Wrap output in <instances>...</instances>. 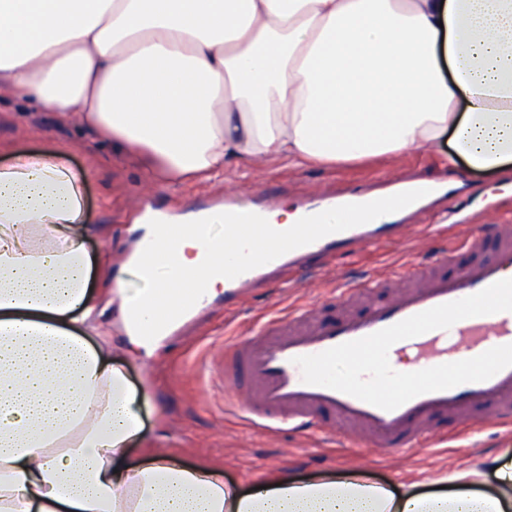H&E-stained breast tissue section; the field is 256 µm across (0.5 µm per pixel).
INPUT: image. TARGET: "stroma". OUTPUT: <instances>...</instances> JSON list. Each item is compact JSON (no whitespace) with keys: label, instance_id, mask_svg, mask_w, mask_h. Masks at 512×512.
<instances>
[{"label":"stroma","instance_id":"stroma-1","mask_svg":"<svg viewBox=\"0 0 512 512\" xmlns=\"http://www.w3.org/2000/svg\"><path fill=\"white\" fill-rule=\"evenodd\" d=\"M448 151L443 144L429 151L336 169H290L276 164L252 175L250 188L237 190L236 195L245 202L258 190L277 203L294 207L318 190L343 195L353 188L378 189V175L390 170L409 180L448 181L447 195L402 215L401 223L435 224L443 219L461 234L471 224L496 225L502 213L512 211V175L479 173L460 162L455 176L445 177L439 158ZM18 152H58L68 167L86 171L83 209L93 231L85 248L93 260L90 288L99 300L110 291L117 275L130 292L147 289L137 271L122 266L133 240L132 216L142 199L149 197L159 208L187 213L225 194L221 185L146 188L140 170L110 146L78 127L58 124L54 113H35L26 104L6 99L0 101V166L11 164ZM447 248V240L436 237L405 253L396 246L377 253L358 252L345 260L342 270L361 278L395 260L422 261ZM290 301L282 276L270 277L247 295L236 317L235 333L250 335L259 314L287 308ZM100 320L113 330V362L123 368L138 394L136 407L143 430L140 443L130 451L131 459H141L144 449L160 448L190 465H222L225 481L243 487L274 472L309 479L358 469L370 480L395 490L425 492L429 489L425 477L478 470L483 477L475 489L483 493L497 489V463L512 461V429L493 425L475 427L435 446L409 449L398 460L377 448H341L335 441L303 430L254 432L226 410L223 381L196 374L206 356L224 344L223 298H216L191 325L167 337L148 359L130 351L125 334L114 329L111 308H103Z\"/></svg>","mask_w":512,"mask_h":512}]
</instances>
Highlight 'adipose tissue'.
I'll return each instance as SVG.
<instances>
[{"instance_id": "obj_1", "label": "adipose tissue", "mask_w": 512, "mask_h": 512, "mask_svg": "<svg viewBox=\"0 0 512 512\" xmlns=\"http://www.w3.org/2000/svg\"><path fill=\"white\" fill-rule=\"evenodd\" d=\"M133 158L148 186L345 165L435 147L512 162V0H0V93ZM464 103L457 113L456 103ZM58 154L0 168V512H512L497 494H397L360 472L243 493L155 448L89 292L80 186ZM217 214L163 238L148 291L111 303L134 349L224 286Z\"/></svg>"}]
</instances>
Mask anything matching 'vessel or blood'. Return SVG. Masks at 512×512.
<instances>
[{"mask_svg": "<svg viewBox=\"0 0 512 512\" xmlns=\"http://www.w3.org/2000/svg\"><path fill=\"white\" fill-rule=\"evenodd\" d=\"M371 209L372 196L351 200L321 193L301 209L309 223L300 225L274 254L254 251L224 266L227 295L264 276L272 264L287 267L315 252L359 251L383 245L410 247L428 236L447 235L448 249L434 259L401 264L376 275L349 279L336 265L319 274L323 295L348 303L365 300L364 309L327 318L319 304L305 302L288 315L272 314L246 339L234 338L219 350L218 369L224 384L233 389L232 405L250 428L264 433L288 426L312 428L339 436L348 446H371L402 452L434 440H446L444 422L459 427L494 422L512 424V367L492 378L419 395L386 411L348 394L302 380L294 360L356 340L440 304L475 294L504 279L512 269V217L499 220L494 232L478 231L469 237L452 233L449 225L427 224L410 231L405 224H345L350 204ZM224 221L241 225L253 236L266 233L259 209L240 208L225 201ZM512 344V312L471 317L447 330H433L395 343L390 357L406 355L410 371L469 359L488 349Z\"/></svg>", "mask_w": 512, "mask_h": 512, "instance_id": "b4317fda", "label": "vessel or blood"}]
</instances>
